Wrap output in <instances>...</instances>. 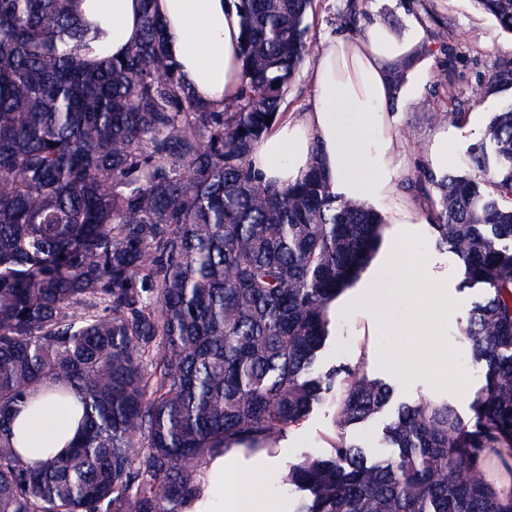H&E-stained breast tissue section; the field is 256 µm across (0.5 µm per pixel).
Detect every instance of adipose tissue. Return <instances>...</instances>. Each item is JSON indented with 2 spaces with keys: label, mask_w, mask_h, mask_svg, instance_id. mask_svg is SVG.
<instances>
[{
  "label": "adipose tissue",
  "mask_w": 512,
  "mask_h": 512,
  "mask_svg": "<svg viewBox=\"0 0 512 512\" xmlns=\"http://www.w3.org/2000/svg\"><path fill=\"white\" fill-rule=\"evenodd\" d=\"M166 33L167 51L196 97L218 104L241 88V23L231 0H154ZM77 11L89 30H103L95 56H122L142 33L141 0H80ZM430 65L425 34L413 26L398 35L374 24L361 33L326 38L308 72L313 95L304 112L281 113L255 143L249 157L261 183H296L311 160H319L332 190L377 212L384 224L377 256L329 306L330 313L363 312L375 336L396 337L403 349L377 348L369 360L400 375L439 374V343L427 320L444 321L453 294L421 277L432 267L430 252L416 249L432 236L431 202L400 187L401 120L398 109L418 94ZM404 72V83L394 81ZM78 414L51 393L37 409L22 412L14 432L28 460H45L78 432ZM279 464L278 458L220 456L202 474L204 493L191 512H288L279 498L250 486Z\"/></svg>",
  "instance_id": "ef3b65f1"
}]
</instances>
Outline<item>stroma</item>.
<instances>
[{"label":"stroma","mask_w":512,"mask_h":512,"mask_svg":"<svg viewBox=\"0 0 512 512\" xmlns=\"http://www.w3.org/2000/svg\"><path fill=\"white\" fill-rule=\"evenodd\" d=\"M346 0H314L313 11L307 14V40L318 45L328 34L350 31L342 17ZM359 22H378L394 32L407 29L417 18L428 32L430 76L422 91L403 108L402 124L405 156L411 176L425 173L423 150L438 131L448 134V150L454 166H464L472 147L485 135L498 106L496 96L482 95L481 90L499 64L512 58V34L503 30L495 19L485 13L477 0H358ZM446 38H439V30ZM465 112L463 123L443 119L449 105ZM460 261L446 253L441 266L444 283L453 291L454 307L447 320L436 323L442 340L447 343V373L400 378L389 369L363 358V350L383 345L384 337L363 333V318L355 311H345L336 317V332L324 355L325 365H347L360 368L374 379L392 385L395 403H411L421 398L448 400L457 388L476 393L484 378L470 365V348L460 333V325L473 302L481 300L479 288H461ZM337 427V413L332 403L314 407L305 422L291 430L280 442L282 463L258 480L260 489L282 496V479L291 463L305 455L320 456L329 448L328 441Z\"/></svg>","instance_id":"1"}]
</instances>
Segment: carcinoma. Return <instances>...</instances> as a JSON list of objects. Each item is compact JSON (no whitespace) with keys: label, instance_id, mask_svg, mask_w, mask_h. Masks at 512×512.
<instances>
[{"label":"carcinoma","instance_id":"1","mask_svg":"<svg viewBox=\"0 0 512 512\" xmlns=\"http://www.w3.org/2000/svg\"><path fill=\"white\" fill-rule=\"evenodd\" d=\"M73 0H0V512H187L208 461L277 444L336 395L324 457L289 466L293 512H512V59L476 174L416 180L435 245L485 288L461 329L485 385L464 419L444 400L397 407L371 455L347 435L393 387L326 368L327 311L370 261L380 216L313 162L257 183L255 142L310 52L312 0H234L239 95L195 98L143 2L120 58L82 57ZM512 32V0H477ZM46 383L77 396L75 444L24 460L13 422Z\"/></svg>","mask_w":512,"mask_h":512}]
</instances>
